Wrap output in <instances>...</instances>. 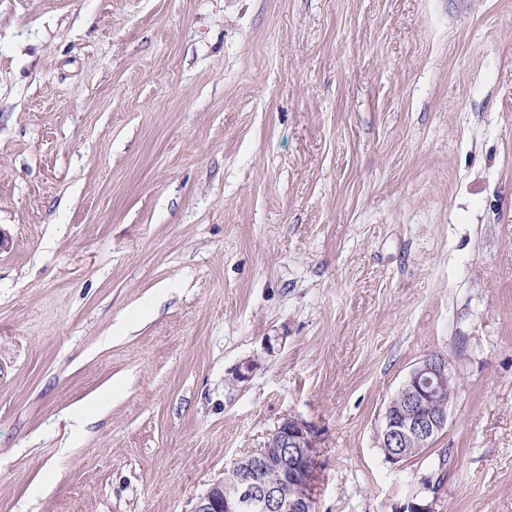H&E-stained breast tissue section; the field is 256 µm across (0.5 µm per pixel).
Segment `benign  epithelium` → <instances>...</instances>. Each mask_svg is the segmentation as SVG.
I'll list each match as a JSON object with an SVG mask.
<instances>
[{"label": "benign epithelium", "instance_id": "benign-epithelium-1", "mask_svg": "<svg viewBox=\"0 0 512 512\" xmlns=\"http://www.w3.org/2000/svg\"><path fill=\"white\" fill-rule=\"evenodd\" d=\"M458 385L442 354L427 356L409 372L385 408L381 447L386 460H405L408 448L430 449L448 426V404L434 410L432 403L457 391ZM312 448L309 427L296 418L284 419L260 449L232 462L239 478L210 486L198 497L194 512H313L311 497L291 493L297 483L313 478ZM271 466L279 469L273 482L265 478Z\"/></svg>", "mask_w": 512, "mask_h": 512}]
</instances>
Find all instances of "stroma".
<instances>
[{
    "mask_svg": "<svg viewBox=\"0 0 512 512\" xmlns=\"http://www.w3.org/2000/svg\"><path fill=\"white\" fill-rule=\"evenodd\" d=\"M0 235V512H193L290 416L314 512H512V0H0ZM458 378L441 354L427 356L408 374L400 388L386 405L382 426V448L385 458L399 463L406 458V448H411L409 459L419 457L430 449L434 440L448 426V406L442 402L437 410L432 403L448 391L456 393Z\"/></svg>",
    "mask_w": 512,
    "mask_h": 512,
    "instance_id": "obj_1",
    "label": "stroma"
}]
</instances>
